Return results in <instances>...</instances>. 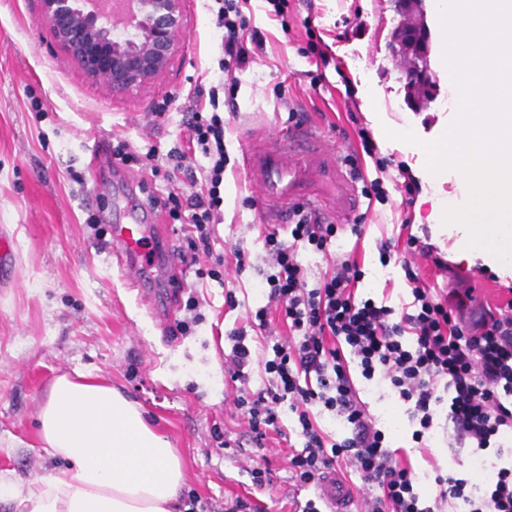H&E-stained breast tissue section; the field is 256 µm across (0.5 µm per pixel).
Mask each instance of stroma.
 Masks as SVG:
<instances>
[{"label": "stroma", "mask_w": 512, "mask_h": 512, "mask_svg": "<svg viewBox=\"0 0 512 512\" xmlns=\"http://www.w3.org/2000/svg\"><path fill=\"white\" fill-rule=\"evenodd\" d=\"M422 7L431 35L428 68L435 76L428 103L409 95L402 62L391 50L400 21L394 0H288L281 20L268 15L264 0L244 4L266 46L241 73L234 107L224 113L231 160L224 220L215 227L212 257L186 268L184 278L158 276V290L175 299L164 329L123 287L110 255L112 227L122 223L121 211L133 199L146 206L149 223L164 225L174 246L187 245L182 225L190 213L184 208L172 218L167 199L188 190L176 158L185 147L181 133L196 107L194 88H210L218 69L207 0H184L185 39L167 73L145 90L119 96L87 79L53 41L38 0H0V242L10 246L0 274V477L25 486L64 469L40 443L38 409L51 380L78 369L111 380L141 403L181 459L182 496H197L208 512H229L250 492L255 448L236 454L219 441L220 434L236 441L245 432L224 401L232 389L224 367L231 344L224 334L246 325L248 311L267 303L262 204L238 163L248 136L290 128L289 112L308 113L309 127L335 146L339 162L360 150L362 127L376 157L389 160L380 169L376 157H364L353 177L360 208L347 221L365 232L359 296L395 308L410 302L403 270L382 265L376 248L378 239L398 236L407 222L413 233L428 230L449 275L473 277L478 302L512 298V273L477 252L460 256L456 235L440 233L434 220L433 201L460 196L459 177L430 180L417 146L380 132L384 125L405 126L433 141L452 120L441 105L448 70L433 0ZM347 25L349 38L339 39ZM310 27L326 44L327 64L320 68L308 44ZM121 144L136 161L114 165L112 150ZM401 161L420 182L408 206L398 192ZM97 178L107 184V195L95 192ZM374 184L376 196L369 192ZM235 246L245 254L240 274L229 258ZM220 256L226 269L210 276ZM230 291L238 302L233 310L225 304ZM356 386L392 445L408 447L422 498L432 499L436 474L473 479L474 455L453 440L444 416H437L425 447H413L405 406L364 379ZM263 453L276 484L259 494L261 512H292L288 444L269 435Z\"/></svg>", "instance_id": "35a3bbf8"}]
</instances>
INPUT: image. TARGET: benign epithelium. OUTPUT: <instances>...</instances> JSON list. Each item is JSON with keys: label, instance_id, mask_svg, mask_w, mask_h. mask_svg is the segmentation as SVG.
<instances>
[{"label": "benign epithelium", "instance_id": "obj_1", "mask_svg": "<svg viewBox=\"0 0 512 512\" xmlns=\"http://www.w3.org/2000/svg\"><path fill=\"white\" fill-rule=\"evenodd\" d=\"M43 20L54 39L92 80L114 94L150 87L169 69L184 35L183 0H128L134 20L129 34L112 20V0H39ZM406 85L428 88L434 76L405 67Z\"/></svg>", "mask_w": 512, "mask_h": 512}]
</instances>
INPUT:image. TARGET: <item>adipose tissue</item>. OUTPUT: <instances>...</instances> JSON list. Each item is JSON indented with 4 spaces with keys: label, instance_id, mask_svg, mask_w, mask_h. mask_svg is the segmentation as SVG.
I'll return each instance as SVG.
<instances>
[{
    "label": "adipose tissue",
    "instance_id": "1",
    "mask_svg": "<svg viewBox=\"0 0 512 512\" xmlns=\"http://www.w3.org/2000/svg\"><path fill=\"white\" fill-rule=\"evenodd\" d=\"M43 448L66 461L26 488L0 481L15 512H176L184 472L139 405L81 371L52 381L39 408Z\"/></svg>",
    "mask_w": 512,
    "mask_h": 512
}]
</instances>
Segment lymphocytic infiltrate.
Listing matches in <instances>:
<instances>
[{"label": "lymphocytic infiltrate", "mask_w": 512, "mask_h": 512, "mask_svg": "<svg viewBox=\"0 0 512 512\" xmlns=\"http://www.w3.org/2000/svg\"><path fill=\"white\" fill-rule=\"evenodd\" d=\"M213 23L220 34L223 57L217 86L208 105L191 112L184 137L211 158L205 178L187 170L197 190L185 203L191 222L185 225L191 251L212 252L215 224L221 223L224 198V118L220 92L235 93L239 74L264 50L265 39L250 30L242 0H214ZM339 225L325 222L319 212L295 205L285 225L265 228L263 246L268 269L264 283L268 303L251 315L247 327L231 329L228 371L234 384L231 402L247 425L250 441L263 448L270 433H281L280 408L297 417L295 435L301 441L288 468L295 485L307 487L335 471L346 460L364 484L378 493L367 512H512V455L505 439L512 436V299L475 310L470 281L454 280L450 289L428 286L411 258H421L439 271L448 263L437 248L419 236L392 238L378 245L379 259L389 264L398 253L412 300L396 309L361 298L364 278L354 255L318 270L303 264V251L328 252ZM279 313L287 339L273 334L270 316ZM255 344H248V336ZM263 369V385L252 389L251 367ZM386 384L406 406L416 428L414 443H423L439 411H446L457 441L474 451L495 449L499 466L482 494L468 481L436 475V494L422 505L416 474L404 448L391 447L384 431L356 389L353 376ZM339 418L348 428L336 439L317 421L318 411Z\"/></svg>", "instance_id": "f902f5d3"}]
</instances>
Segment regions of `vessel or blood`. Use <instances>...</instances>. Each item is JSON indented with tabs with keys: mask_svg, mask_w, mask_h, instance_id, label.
<instances>
[{
	"mask_svg": "<svg viewBox=\"0 0 512 512\" xmlns=\"http://www.w3.org/2000/svg\"><path fill=\"white\" fill-rule=\"evenodd\" d=\"M242 170L250 184L260 189L267 223L279 224L288 206L315 201L338 216L353 214L359 198L336 158V152L307 130L279 133L270 141L249 142L242 154ZM128 221L112 227V256L122 279L136 292L138 303L156 311L159 300L147 288L154 264L146 259L152 225L143 223L135 206L127 208Z\"/></svg>",
	"mask_w": 512,
	"mask_h": 512,
	"instance_id": "1",
	"label": "vessel or blood"
}]
</instances>
